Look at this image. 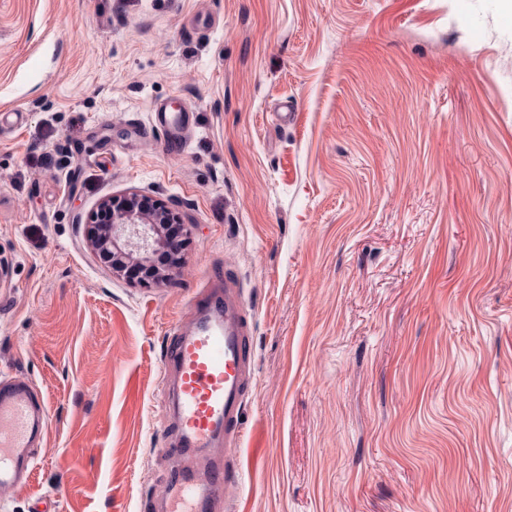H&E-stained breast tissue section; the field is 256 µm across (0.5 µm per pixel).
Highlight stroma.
Wrapping results in <instances>:
<instances>
[{
    "mask_svg": "<svg viewBox=\"0 0 512 512\" xmlns=\"http://www.w3.org/2000/svg\"><path fill=\"white\" fill-rule=\"evenodd\" d=\"M504 0H0V379L48 406L0 512L169 484L161 361L211 274L255 380L234 512H512V21ZM197 112L180 155L156 106ZM289 111L287 125L276 115ZM129 190L191 234L113 275Z\"/></svg>",
    "mask_w": 512,
    "mask_h": 512,
    "instance_id": "stroma-1",
    "label": "stroma"
}]
</instances>
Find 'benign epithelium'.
<instances>
[{"label":"benign epithelium","instance_id":"1","mask_svg":"<svg viewBox=\"0 0 512 512\" xmlns=\"http://www.w3.org/2000/svg\"><path fill=\"white\" fill-rule=\"evenodd\" d=\"M171 223V211L163 200L130 191L101 200L88 216L86 235L99 257L112 258V273L136 266L143 271L141 280H163L170 273L154 267L153 254L159 249L179 253L189 236L185 224L179 225L178 235H169Z\"/></svg>","mask_w":512,"mask_h":512}]
</instances>
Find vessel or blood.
Returning <instances> with one entry per match:
<instances>
[{"mask_svg": "<svg viewBox=\"0 0 512 512\" xmlns=\"http://www.w3.org/2000/svg\"><path fill=\"white\" fill-rule=\"evenodd\" d=\"M190 122L187 111L155 108L153 123L176 153ZM190 330L172 326L162 376L172 378L171 462L178 476L165 504L167 512H224L229 487L242 478L238 450L254 378L255 354L243 291L233 281L213 277L195 293ZM47 403L29 382H0V490L27 484L31 449L45 436Z\"/></svg>", "mask_w": 512, "mask_h": 512, "instance_id": "b4317fda", "label": "vessel or blood"}]
</instances>
